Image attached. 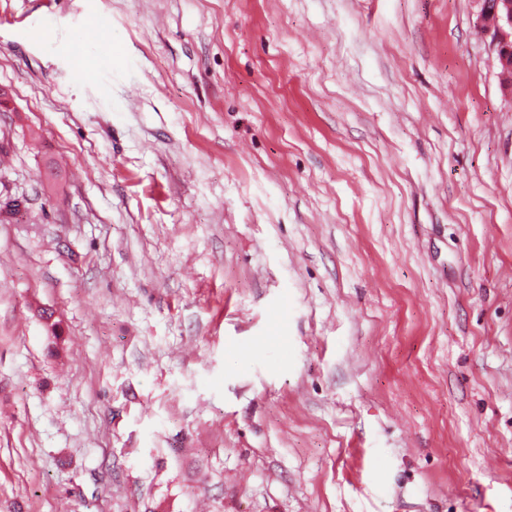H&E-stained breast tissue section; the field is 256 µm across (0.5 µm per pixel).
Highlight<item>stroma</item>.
<instances>
[{
  "label": "stroma",
  "instance_id": "stroma-1",
  "mask_svg": "<svg viewBox=\"0 0 512 512\" xmlns=\"http://www.w3.org/2000/svg\"><path fill=\"white\" fill-rule=\"evenodd\" d=\"M479 8L0 0V512H512Z\"/></svg>",
  "mask_w": 512,
  "mask_h": 512
}]
</instances>
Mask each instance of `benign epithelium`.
Returning <instances> with one entry per match:
<instances>
[{
	"mask_svg": "<svg viewBox=\"0 0 512 512\" xmlns=\"http://www.w3.org/2000/svg\"><path fill=\"white\" fill-rule=\"evenodd\" d=\"M477 25L491 34L502 94L512 100V0H479Z\"/></svg>",
	"mask_w": 512,
	"mask_h": 512,
	"instance_id": "obj_1",
	"label": "benign epithelium"
}]
</instances>
